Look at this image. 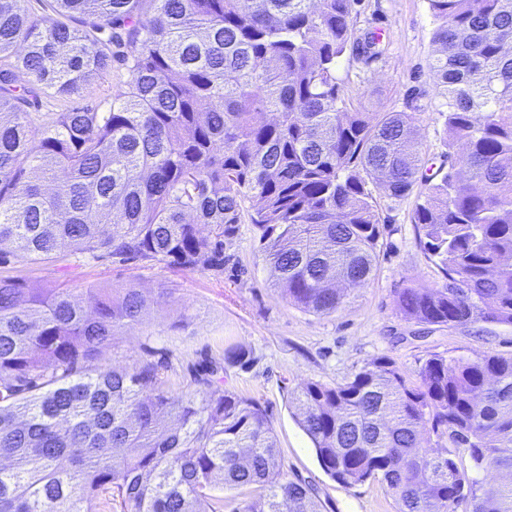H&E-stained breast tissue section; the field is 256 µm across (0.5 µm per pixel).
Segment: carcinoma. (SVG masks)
Instances as JSON below:
<instances>
[{
  "label": "carcinoma",
  "mask_w": 512,
  "mask_h": 512,
  "mask_svg": "<svg viewBox=\"0 0 512 512\" xmlns=\"http://www.w3.org/2000/svg\"><path fill=\"white\" fill-rule=\"evenodd\" d=\"M29 2L0 0V265L68 246L219 275L247 220L289 302L331 315L377 268L375 192L420 186L414 223L444 282L398 289L397 310L512 326V0H428L433 173L415 113L341 97L338 60L383 55L356 32L360 0ZM114 59L129 79L109 109L28 111L46 90L81 96ZM164 292L0 277V512H95L107 493L121 512H224L226 490L233 512H319L261 404L213 387L218 367L190 396L165 391L162 362L93 368ZM295 400L337 483L378 479L400 512H512V481H488L512 478V355L434 353L415 383L377 358Z\"/></svg>",
  "instance_id": "cac0c4a2"
}]
</instances>
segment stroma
Returning <instances> with one entry per match:
<instances>
[{
  "instance_id": "35a3bbf8",
  "label": "stroma",
  "mask_w": 512,
  "mask_h": 512,
  "mask_svg": "<svg viewBox=\"0 0 512 512\" xmlns=\"http://www.w3.org/2000/svg\"><path fill=\"white\" fill-rule=\"evenodd\" d=\"M356 28L383 36L382 57L363 65L343 56L336 75L351 108L375 112H415L419 149L439 162L445 152L442 100L429 61L435 28L428 0H361ZM418 194L379 197L383 222L380 257L372 279L349 289L346 304L329 316L306 313L275 288L257 234L242 224L223 274L191 272L158 261L97 258L61 250L55 262L17 259L0 266V277L24 280L36 288H138L148 294L168 289L142 326L120 335L96 367L105 372L165 357L166 388L172 395L195 393V374L209 359L223 360L237 345L249 352L245 366L228 365L223 388L257 400L283 452L289 478L319 492L320 512H399L397 501L377 480L345 487L321 468L312 444L299 427L293 397L305 383H337L366 363L384 357L407 380L430 354L448 357L476 353L512 354V328L479 324L431 328L404 320L395 292L403 283L438 287L443 276L420 242L414 214Z\"/></svg>"
}]
</instances>
